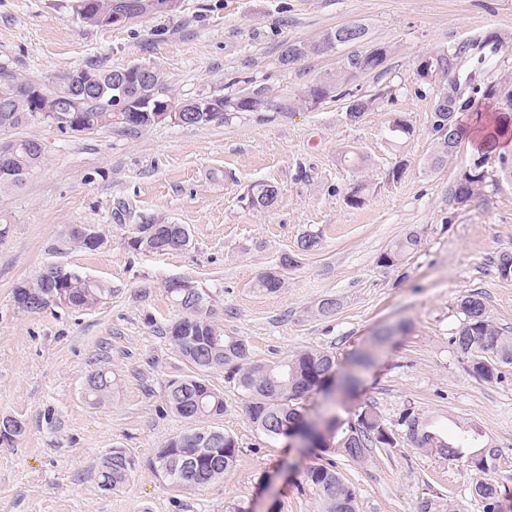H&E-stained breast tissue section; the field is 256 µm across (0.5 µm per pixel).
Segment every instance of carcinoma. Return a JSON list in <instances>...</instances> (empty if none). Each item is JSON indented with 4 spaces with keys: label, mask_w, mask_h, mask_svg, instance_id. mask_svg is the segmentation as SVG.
Returning <instances> with one entry per match:
<instances>
[{
    "label": "carcinoma",
    "mask_w": 512,
    "mask_h": 512,
    "mask_svg": "<svg viewBox=\"0 0 512 512\" xmlns=\"http://www.w3.org/2000/svg\"><path fill=\"white\" fill-rule=\"evenodd\" d=\"M73 10L79 20L90 27H97L94 16L99 12L121 11L135 18L143 15L142 0H74ZM347 32L351 36V50L337 62L336 72L306 87L304 102L317 105L328 98L348 100L347 116L354 121L371 110L382 96L357 95L352 82L363 75L373 74L379 78L385 73L388 56L386 48L373 46L361 52L357 46L367 40V29L362 23L339 25L315 41H293L281 51L279 60L284 66L300 61L310 55L323 53L330 35ZM462 48L446 50L422 58L417 65L418 75L428 78V68H439L444 72V83L439 86L432 115V131L436 149L433 163H442L454 155L462 140L459 114L469 112L477 97L497 102L498 115L481 119L484 142L493 147L502 140H512V123L508 113L512 112V79L489 81L480 70L457 75ZM113 69H81L62 80L59 85L47 88L41 84L23 80L0 67V128H18L38 121L36 112L45 111L48 116H58L74 105V84L87 82L94 86L93 96L82 103L84 119L94 130L119 124L129 130H143L157 124L155 117L133 112L131 108L154 90L167 92L163 74L154 69L142 81L128 80V85H117L112 76ZM246 88L237 95L206 96L204 100L217 106L224 121L239 112L277 113L288 109L280 98L263 85L244 81ZM470 90L464 95L462 88ZM14 151L9 165L15 171L12 183H0V188L17 187L39 167L42 154L34 140H14ZM489 178L485 169L484 155L474 159L469 170L464 172L452 190V198L459 204L468 202ZM279 196L277 186L259 182L251 186L246 195L252 208L273 207ZM145 225H137L130 246L139 251L156 254L186 247L190 234L182 224H155L159 234L144 232ZM419 244L416 232L408 233L386 253L380 263L386 267L398 265ZM293 259L284 255L280 263L257 279V287L273 293L284 285L283 271L291 266ZM62 290L68 297L66 305L74 309H92L111 293L104 283L89 280L73 269L59 263L46 265L37 277L15 288L14 294L28 299L25 304L14 299L17 308L24 312H39L51 306L47 302L50 292ZM167 292L182 316L161 328L169 343L178 354L195 368V374L170 382L167 392L169 408L183 418L216 417L224 414V395L213 389L204 379V374L214 369L229 367L228 379L232 380L248 398L250 421L261 434L269 438L280 437L279 429L288 426L299 416L293 401L314 388H330L333 383L335 359L332 353L323 350H304L291 358L276 363L247 361V343L236 336L224 335V328L211 319L206 300L196 303L185 297V289L171 281ZM461 315L459 325L451 337L458 354L466 359L469 374L480 381L490 382L501 377V367L512 364V336H506L489 319L481 298L475 294L458 300ZM112 389L108 373L98 370L93 373L88 385V396L95 401L107 397ZM406 434L420 449H437L438 453L451 460L462 461L466 466L485 473L492 469L498 453L495 448H482L475 455L465 452L471 446L470 439L461 437L454 443H445L436 434L421 428V421L414 412H407L401 419ZM24 432L21 421L4 416L0 418V437L10 435L14 442ZM320 451L327 455L325 462L309 467L305 484L315 495L321 512H357V493L336 470L333 458L343 457L363 462L375 448L394 446L390 429L374 406L366 405L348 418L336 415L329 417L326 432L317 435ZM239 447L235 438L220 430L199 429L171 438L158 449L152 460L156 471L166 475V480L180 488H197L224 478L237 462ZM135 466L134 459L122 448L112 449V457H103L95 467L98 484L105 490H114L126 482ZM475 492L483 503L484 512H497L495 488L489 482L480 481Z\"/></svg>",
    "instance_id": "1"
}]
</instances>
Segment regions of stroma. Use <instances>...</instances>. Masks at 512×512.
Returning <instances> with one entry per match:
<instances>
[{
	"instance_id": "obj_1",
	"label": "stroma",
	"mask_w": 512,
	"mask_h": 512,
	"mask_svg": "<svg viewBox=\"0 0 512 512\" xmlns=\"http://www.w3.org/2000/svg\"><path fill=\"white\" fill-rule=\"evenodd\" d=\"M70 5L0 0V66L46 84L90 64L150 66L164 73L176 102L237 94L247 78L290 107L204 126L0 129V140L28 137L44 147L40 168L0 191V224L9 228L0 238V417L25 427L16 444L0 445V512H229L235 504L248 512H317L314 495L300 490L318 461L315 449L260 434L225 370L206 375L224 394L223 415L185 419L170 411V381L192 372L160 333L178 315L165 289L173 278L206 295L225 335L246 340L249 360L325 350L341 374L353 355L373 354L353 391L313 390L299 401L311 422L370 404L393 430L395 447L362 463L336 461L360 512H416L426 499L483 512L474 491L480 472L415 447L398 424L410 409L440 422L446 440L467 432L499 449L490 478L498 512H512V365L501 380H477L450 342L456 304L473 293L493 325L512 336V279L496 271L498 255L512 252V182L486 185L464 205L452 201L478 151L466 141L430 167L438 85L416 73L420 58L493 32L499 42L489 75L512 78V0H179L173 11L110 28L83 25ZM353 22L367 26L369 44L389 51L386 74L361 76L354 88L365 95L392 89L354 122L344 101L312 107L302 98L335 70L336 50L279 62L285 43L314 41ZM396 119L412 135L392 138ZM398 164L404 172L394 182L388 173ZM258 182L278 186L274 208L246 204ZM152 218L186 225L190 246L161 255L132 249L136 225ZM76 224L98 227L106 245L72 244ZM412 230L420 235L415 250L396 266H380V254ZM310 232L318 246L300 250ZM284 255L293 263L283 288L257 289L258 277ZM49 263L112 293L89 310L20 311L15 287ZM330 298L335 310L320 313ZM100 368L114 385L97 403L84 384ZM198 428L231 434L236 465L209 486L173 487L150 460L171 438ZM115 448L135 467L123 487L107 491L93 467Z\"/></svg>"
}]
</instances>
